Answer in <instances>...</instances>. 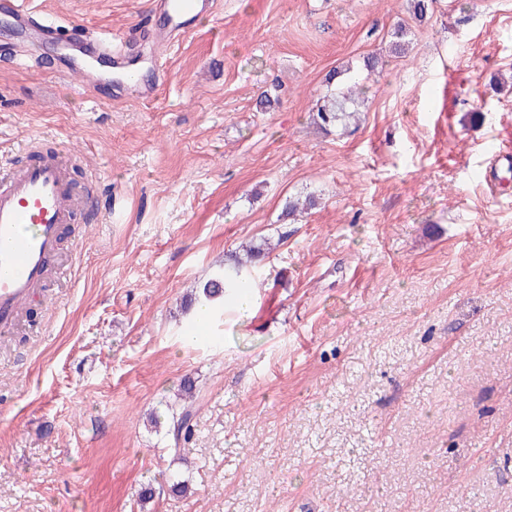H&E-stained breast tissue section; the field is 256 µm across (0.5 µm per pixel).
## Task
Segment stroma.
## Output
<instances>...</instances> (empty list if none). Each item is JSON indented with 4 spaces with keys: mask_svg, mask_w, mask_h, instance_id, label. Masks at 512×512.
<instances>
[{
    "mask_svg": "<svg viewBox=\"0 0 512 512\" xmlns=\"http://www.w3.org/2000/svg\"><path fill=\"white\" fill-rule=\"evenodd\" d=\"M151 2L33 5L109 36ZM371 56L359 126L314 123L327 74ZM100 74L0 64V159L54 141L112 196L0 343V512H512V0H433L422 22L407 0H222L157 99ZM263 238L252 310L184 344L186 295ZM179 399L181 405L178 410L172 412V419L169 426V432L173 441L174 447L171 450L175 455H180L182 448H178L180 442L188 441L193 433L194 418L196 416L195 402V384L190 380L184 381L180 387Z\"/></svg>",
    "mask_w": 512,
    "mask_h": 512,
    "instance_id": "1",
    "label": "stroma"
}]
</instances>
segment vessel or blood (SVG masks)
<instances>
[{"mask_svg":"<svg viewBox=\"0 0 512 512\" xmlns=\"http://www.w3.org/2000/svg\"><path fill=\"white\" fill-rule=\"evenodd\" d=\"M218 0H153L152 11L162 18L159 26H143L137 35H95L81 25L58 26L38 19L24 0H0V15L32 35L17 38L15 57L30 58L34 68L49 69L73 77V62L107 59L112 64L113 95L154 100L160 91L157 74L163 73L168 51L180 37L193 30L194 21L212 14ZM62 43L71 52L67 62L45 64L36 55L37 38ZM147 51L146 61L154 79L141 78L131 52L132 44ZM25 161L0 162V337L13 336L31 298L60 281L67 259L59 255L63 229L93 216L102 221L104 212L95 197L78 194L72 183L73 155L62 148L44 149L37 141L26 147Z\"/></svg>","mask_w":512,"mask_h":512,"instance_id":"obj_1","label":"vessel or blood"}]
</instances>
